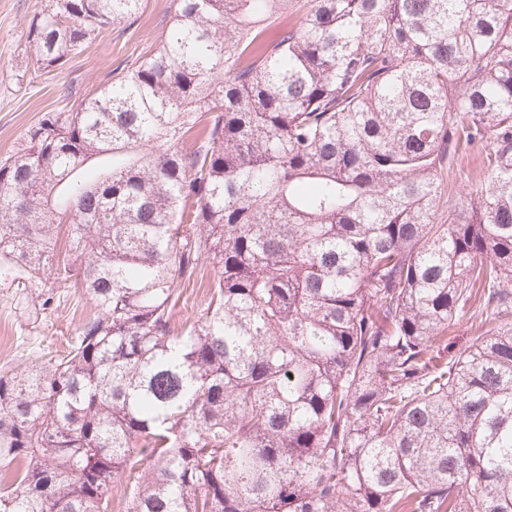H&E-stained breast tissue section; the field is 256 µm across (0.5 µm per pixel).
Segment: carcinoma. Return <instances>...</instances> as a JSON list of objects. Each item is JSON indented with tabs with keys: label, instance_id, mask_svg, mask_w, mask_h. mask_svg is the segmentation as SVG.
Here are the masks:
<instances>
[{
	"label": "carcinoma",
	"instance_id": "1",
	"mask_svg": "<svg viewBox=\"0 0 512 512\" xmlns=\"http://www.w3.org/2000/svg\"><path fill=\"white\" fill-rule=\"evenodd\" d=\"M141 2L52 0L38 69ZM292 2L173 0L0 162V276L96 306L0 375V512H512V0ZM474 155L465 158L458 165L448 170V193H452L454 203L461 205L464 200V189H469L471 185L478 182L482 177V172ZM199 281L195 288H183L184 298H187V303L183 306L182 303L177 307V319H196L200 316L201 311L204 307L205 300V289L198 288Z\"/></svg>",
	"mask_w": 512,
	"mask_h": 512
}]
</instances>
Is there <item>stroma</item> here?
<instances>
[{"label": "stroma", "instance_id": "obj_1", "mask_svg": "<svg viewBox=\"0 0 512 512\" xmlns=\"http://www.w3.org/2000/svg\"><path fill=\"white\" fill-rule=\"evenodd\" d=\"M172 0H144L140 13L112 25L63 67L35 77V48L28 39L33 16L50 0H0V160L20 147L26 130L48 112L69 110L82 95L112 82L114 69L152 53L167 30ZM94 306L73 290L60 306L34 313L15 288L0 283V373L35 364L65 350Z\"/></svg>", "mask_w": 512, "mask_h": 512}]
</instances>
